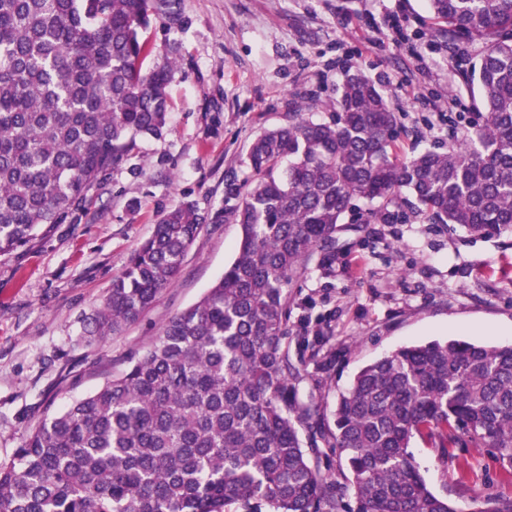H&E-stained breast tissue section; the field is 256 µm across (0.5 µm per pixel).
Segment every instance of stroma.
<instances>
[{
    "label": "stroma",
    "mask_w": 512,
    "mask_h": 512,
    "mask_svg": "<svg viewBox=\"0 0 512 512\" xmlns=\"http://www.w3.org/2000/svg\"><path fill=\"white\" fill-rule=\"evenodd\" d=\"M179 24L159 16L146 32L157 51L174 48L162 137L141 138L93 189L86 215L45 224L26 248L0 257V461L12 458L46 414L65 409L124 369L172 316L198 301L234 259L232 223L206 225L176 283L138 321L102 341L83 328L112 280L147 239L162 211L186 201L224 205L227 175L247 179L251 142L284 124L295 102L324 119L347 71L361 69L398 114L401 152L448 143V122L481 119L467 79L480 50L455 44L429 20L428 0H173ZM402 20L400 33L388 18ZM288 355L318 360L302 400L331 414L365 364L401 346L460 338L512 345V231L474 235L408 214L350 224L329 268L311 258L290 289ZM428 486L457 512L477 499L512 496V468L494 449L448 451L415 440Z\"/></svg>",
    "instance_id": "1"
}]
</instances>
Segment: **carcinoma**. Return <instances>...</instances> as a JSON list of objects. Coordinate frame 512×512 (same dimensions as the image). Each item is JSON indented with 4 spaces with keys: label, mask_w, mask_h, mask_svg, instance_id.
Masks as SVG:
<instances>
[{
    "label": "carcinoma",
    "mask_w": 512,
    "mask_h": 512,
    "mask_svg": "<svg viewBox=\"0 0 512 512\" xmlns=\"http://www.w3.org/2000/svg\"><path fill=\"white\" fill-rule=\"evenodd\" d=\"M169 0H0V256L43 224L88 212L90 191L139 137L163 135L176 60L143 33ZM456 43L483 47L484 121L442 151L398 156L397 117L358 69L326 120L298 103L251 143L253 178L229 208L162 212L112 280L84 334L102 340L176 281L207 224L240 225L235 259L120 373L28 431L0 462V512H456L408 453L493 448L512 467V346L463 339L403 346L364 366L325 422L302 402L288 288L336 251L354 201L412 205L477 235L512 230V0H429ZM344 455L339 485L304 443ZM472 512H512L486 496Z\"/></svg>",
    "instance_id": "cac0c4a2"
}]
</instances>
